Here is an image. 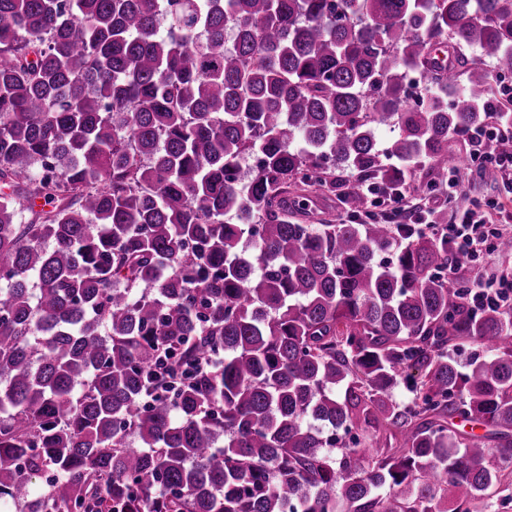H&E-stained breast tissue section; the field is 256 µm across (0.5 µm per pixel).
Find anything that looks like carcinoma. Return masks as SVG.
I'll use <instances>...</instances> for the list:
<instances>
[{
	"mask_svg": "<svg viewBox=\"0 0 512 512\" xmlns=\"http://www.w3.org/2000/svg\"><path fill=\"white\" fill-rule=\"evenodd\" d=\"M487 62L512 73V0H0V505L508 490L512 308L473 309L432 224L289 211L338 169L428 194L494 114Z\"/></svg>",
	"mask_w": 512,
	"mask_h": 512,
	"instance_id": "1",
	"label": "carcinoma"
}]
</instances>
